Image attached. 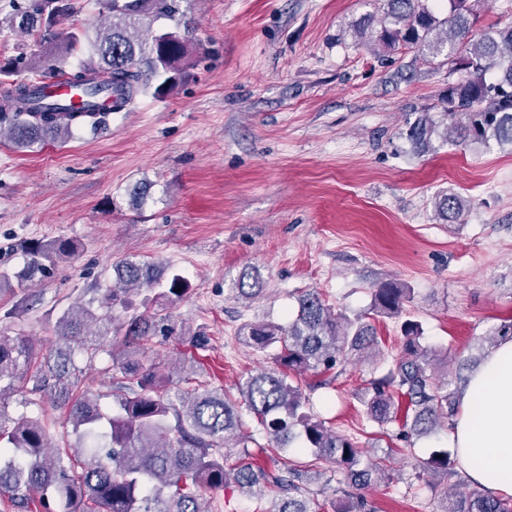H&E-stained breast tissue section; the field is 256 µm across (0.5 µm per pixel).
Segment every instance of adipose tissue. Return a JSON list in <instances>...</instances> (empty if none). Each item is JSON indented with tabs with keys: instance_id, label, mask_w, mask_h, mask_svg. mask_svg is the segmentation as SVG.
I'll use <instances>...</instances> for the list:
<instances>
[{
	"instance_id": "ef3b65f1",
	"label": "adipose tissue",
	"mask_w": 512,
	"mask_h": 512,
	"mask_svg": "<svg viewBox=\"0 0 512 512\" xmlns=\"http://www.w3.org/2000/svg\"><path fill=\"white\" fill-rule=\"evenodd\" d=\"M448 439L470 481L512 496V338L500 341L469 375Z\"/></svg>"
}]
</instances>
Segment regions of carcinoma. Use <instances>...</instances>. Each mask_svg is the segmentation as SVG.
Wrapping results in <instances>:
<instances>
[{
    "label": "carcinoma",
    "instance_id": "carcinoma-1",
    "mask_svg": "<svg viewBox=\"0 0 512 512\" xmlns=\"http://www.w3.org/2000/svg\"><path fill=\"white\" fill-rule=\"evenodd\" d=\"M76 0H26L0 18V31L36 35L55 44L56 57L20 58L0 65V135L18 150L47 139H69L75 130L92 131L106 124L114 112L134 105L150 88L161 96L172 91L187 67L194 27L183 21L180 0H97L110 23L89 41L88 58L66 69V60L88 41L87 30L73 27L53 32L60 19L77 13ZM380 29L370 42L389 50L415 48L466 71V78L448 85L440 126L423 113L408 124L412 149L424 153L437 135L458 146H487L490 142L512 150V25L489 26L473 34L478 17L471 0H448L441 18L425 0H384ZM165 17L171 30L155 32L152 25ZM28 77L18 80L20 72ZM65 78L78 87V99L62 104L41 92L46 78ZM465 201L455 193L435 199V209L448 223L458 220ZM78 244L65 238L25 246L27 262L20 273L0 270V292L24 290L37 276L45 277L71 257ZM116 282L104 290L99 310L78 304L66 309L57 322L62 346L42 352L26 336H0V496L23 512H211L206 494L229 484L257 503L270 497L272 509L262 512H376L363 496L340 501L321 500L301 486L310 467L322 461L342 470L344 480L366 488L388 478L384 463L361 465V448L350 435L327 426L313 409L299 383L313 373L341 374L349 361L379 348L372 315L400 322L403 347L384 374L370 379L361 400L367 419L380 426L398 424L407 445L452 424L459 403V387L435 377V366L448 363V354L422 346V325L407 316L404 303L411 289L384 283L372 292L370 312L349 317L336 312L321 294L309 290L297 298V312L287 324L245 322L240 342L260 353H271L273 369L252 375L240 389L241 401L186 374V387L166 394L167 376L145 365L141 353L130 352L118 364L122 380L111 393L115 407L106 410L102 395L77 393L82 369L75 352L100 348L111 335L114 310L126 306L130 287L153 288L162 274L148 262L125 260L114 267ZM259 282L239 278L234 298L253 300ZM190 292L188 282L173 274L159 297L172 304ZM186 336L197 354L208 347L201 334L188 333L169 314L133 316L126 335L136 339L155 334ZM31 381L32 390L68 407L79 445L74 454L55 449L50 428L40 419L8 413V399ZM254 414L267 439L260 448L265 461L249 451L253 435L242 430L240 408ZM109 439L106 454L96 442ZM242 449L235 464L224 463L229 442ZM309 449L311 465L279 466L277 455L292 444ZM415 468L437 471L448 480L459 477L455 460L438 451L419 460ZM441 512H512V497L473 490L445 497Z\"/></svg>",
    "mask_w": 512,
    "mask_h": 512
}]
</instances>
